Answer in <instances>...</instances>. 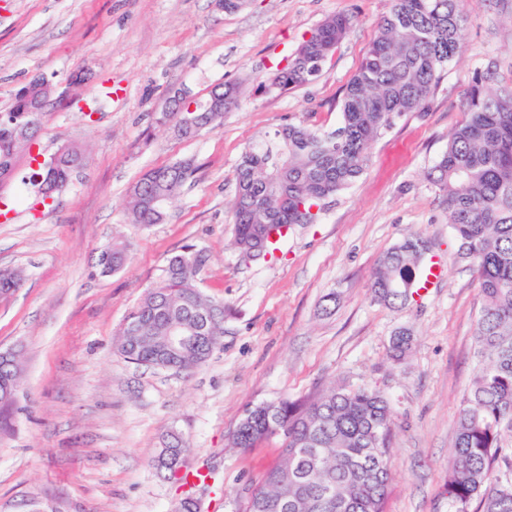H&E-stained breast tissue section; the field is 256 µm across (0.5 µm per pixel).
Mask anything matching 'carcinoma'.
I'll return each instance as SVG.
<instances>
[{
  "instance_id": "cac0c4a2",
  "label": "carcinoma",
  "mask_w": 512,
  "mask_h": 512,
  "mask_svg": "<svg viewBox=\"0 0 512 512\" xmlns=\"http://www.w3.org/2000/svg\"><path fill=\"white\" fill-rule=\"evenodd\" d=\"M469 0H392L358 72L345 88L340 126L285 124L252 143L234 171L231 210L233 244L240 253H269L272 235L297 223L300 207L323 203L349 187L368 169L372 146L396 119L424 112L440 79L460 50ZM356 17L330 16L311 30L288 64L270 73L262 88L281 94L316 81ZM224 94L219 111L190 112L183 99L169 97L163 113L179 126L214 130L239 106L240 86H214ZM35 98L21 86L10 111L0 117V155L26 150L13 132L30 120ZM465 120L427 174L442 194L448 224L459 241L460 258L476 269L483 297L475 331L477 369L458 413L448 460V500L467 512H512V91L487 76L476 79L465 102ZM86 161L77 147L53 166L29 174L66 186ZM196 166L180 159L144 173L130 188L127 215L146 228L166 219L165 207L193 180ZM414 238L387 251L374 274L375 297L385 304L414 300L426 259ZM130 245L114 241L98 255L102 276L121 271ZM207 256L192 246L171 256L162 277L124 318L113 338L116 351L152 368L181 370L207 362L224 335V303L199 289ZM22 276L0 269V292L20 288ZM179 330L196 337L176 356L166 336ZM252 419L232 435L237 448H252L271 436L282 438V459L251 492L247 512H272L268 505L288 496L286 512H384L390 479L392 413L389 401L364 386L332 384L300 400L282 399L266 414L253 407Z\"/></svg>"
}]
</instances>
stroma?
I'll return each instance as SVG.
<instances>
[{"label":"stroma","instance_id":"obj_1","mask_svg":"<svg viewBox=\"0 0 512 512\" xmlns=\"http://www.w3.org/2000/svg\"><path fill=\"white\" fill-rule=\"evenodd\" d=\"M391 0H0V113L22 84L53 81L30 154L0 184V269L24 281L0 297V351L20 354L14 414L0 429V512H176L184 489L152 465L170 432L189 445L184 467L208 473L202 512H245L281 458L282 440L233 447L245 411L299 399L332 382L390 401L385 512H456L445 491L461 399L476 369L477 275L458 261L445 204L426 174L465 118L477 77L512 89V0H478L459 54L423 112L397 119L367 171L258 260L231 244L234 170L242 152L284 124L329 132L344 90ZM357 21L313 83L282 95L259 84L287 64L325 18ZM80 85H70L72 76ZM240 84L220 128L182 137L157 117L171 87L201 99ZM80 145L87 164L45 207L28 183L31 157ZM178 159L198 167L163 223H130L128 188ZM420 235L446 268L437 288L405 306L377 302L382 255ZM131 244L125 267L98 276L102 248ZM187 245L206 252L202 292L224 302V336L202 366L175 372L129 362L112 339L128 310ZM331 313H324V305ZM408 333L401 359L390 342Z\"/></svg>","mask_w":512,"mask_h":512}]
</instances>
